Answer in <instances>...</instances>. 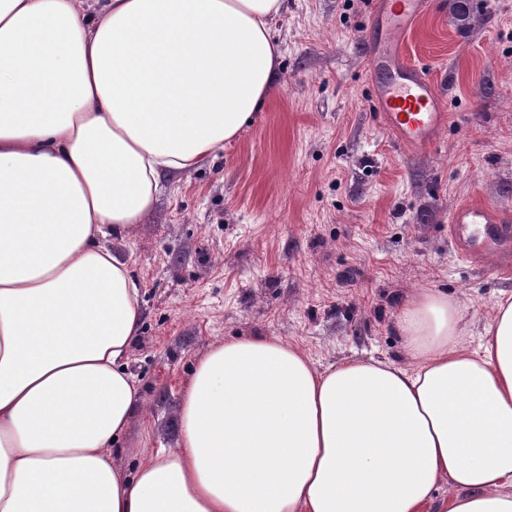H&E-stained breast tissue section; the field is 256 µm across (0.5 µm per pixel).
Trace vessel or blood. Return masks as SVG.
<instances>
[{
  "label": "vessel or blood",
  "mask_w": 512,
  "mask_h": 512,
  "mask_svg": "<svg viewBox=\"0 0 512 512\" xmlns=\"http://www.w3.org/2000/svg\"><path fill=\"white\" fill-rule=\"evenodd\" d=\"M430 5L431 0H379L390 50L375 56L368 71L379 119L400 147L411 150L433 145L450 119L427 74L398 56L400 35ZM449 228L467 255L492 257L499 271L512 270V212L484 201L466 202L451 213Z\"/></svg>",
  "instance_id": "obj_1"
}]
</instances>
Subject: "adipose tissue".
Listing matches in <instances>:
<instances>
[{
	"instance_id": "adipose-tissue-1",
	"label": "adipose tissue",
	"mask_w": 512,
	"mask_h": 512,
	"mask_svg": "<svg viewBox=\"0 0 512 512\" xmlns=\"http://www.w3.org/2000/svg\"><path fill=\"white\" fill-rule=\"evenodd\" d=\"M286 3L0 0V512H512V295L474 348L459 302L410 295L405 366L215 344L175 448L115 459L141 311L103 240L259 110Z\"/></svg>"
}]
</instances>
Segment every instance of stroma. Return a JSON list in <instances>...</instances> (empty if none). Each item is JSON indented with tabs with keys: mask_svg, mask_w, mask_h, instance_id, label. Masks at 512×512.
<instances>
[{
	"mask_svg": "<svg viewBox=\"0 0 512 512\" xmlns=\"http://www.w3.org/2000/svg\"><path fill=\"white\" fill-rule=\"evenodd\" d=\"M377 0H288L273 22L280 85L218 158L167 176L157 209L108 238L140 291L126 358L145 409L141 457L176 445L181 391L214 344L278 337L320 370L347 359L407 364L395 331L420 288L466 308L478 345L512 274L466 261L448 235L467 200L512 209V0H432L405 34V60L450 114L428 149L399 147L370 102Z\"/></svg>",
	"mask_w": 512,
	"mask_h": 512,
	"instance_id": "obj_1",
	"label": "stroma"
}]
</instances>
